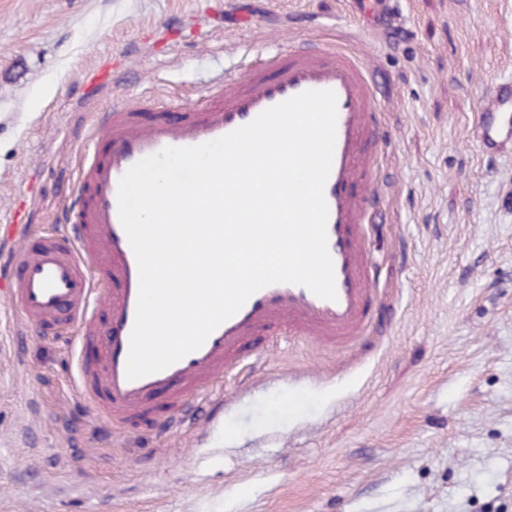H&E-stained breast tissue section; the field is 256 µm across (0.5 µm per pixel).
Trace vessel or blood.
I'll return each mask as SVG.
<instances>
[{
  "instance_id": "obj_1",
  "label": "vessel or blood",
  "mask_w": 512,
  "mask_h": 512,
  "mask_svg": "<svg viewBox=\"0 0 512 512\" xmlns=\"http://www.w3.org/2000/svg\"><path fill=\"white\" fill-rule=\"evenodd\" d=\"M310 90H331L337 97L332 166L324 186L335 299L320 298L297 284L266 286L201 348L160 372L128 379L139 273L119 218L120 179L164 148L210 142ZM511 104L512 79L498 82L477 128L483 150L512 137V118L505 112ZM142 110L141 104L123 103L107 114L102 149L92 150L79 164L73 205L78 221L65 242L53 240L32 252L24 246L20 215L0 226V244L9 248L0 265V296L27 322L51 325L62 316L79 323L80 342L99 344L102 351L98 363L79 366L85 395L113 424L148 418L168 434L194 421L195 399L206 406V422L217 423L224 409L217 390L225 373L244 357L265 358L278 338L299 336L330 344L355 339L371 323L380 271L366 241L370 215L383 197L367 172L383 139V123L363 59L324 41L252 59L241 79L219 86L201 109L184 119H170L161 110L146 116ZM102 304L108 314L100 327L94 312Z\"/></svg>"
}]
</instances>
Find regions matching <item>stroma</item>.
<instances>
[{
	"instance_id": "1",
	"label": "stroma",
	"mask_w": 512,
	"mask_h": 512,
	"mask_svg": "<svg viewBox=\"0 0 512 512\" xmlns=\"http://www.w3.org/2000/svg\"><path fill=\"white\" fill-rule=\"evenodd\" d=\"M391 7L379 32L347 0H0V225L35 185L27 249L62 233L113 103L183 118L243 57L310 36L364 56L387 189L374 329L280 337L225 378L212 426H114L77 388L97 344L0 298V512H512V144L472 137L512 77V0ZM104 61L111 83L85 97Z\"/></svg>"
}]
</instances>
